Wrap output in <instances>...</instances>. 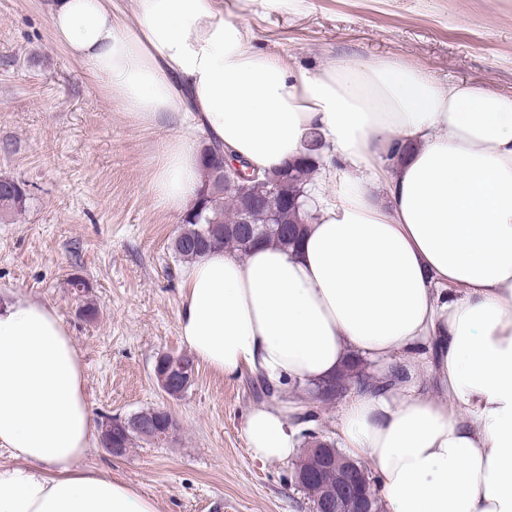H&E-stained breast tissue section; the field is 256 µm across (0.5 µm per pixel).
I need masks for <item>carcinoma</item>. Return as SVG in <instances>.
Here are the masks:
<instances>
[{"label":"carcinoma","instance_id":"1","mask_svg":"<svg viewBox=\"0 0 512 512\" xmlns=\"http://www.w3.org/2000/svg\"><path fill=\"white\" fill-rule=\"evenodd\" d=\"M318 140L307 144L306 161L292 160V164L282 167L270 175H263L255 181L238 180L230 186L219 181L210 185L201 196L200 208L183 218L171 247L175 256L184 262H190L205 256L216 248H228L241 255L247 254L255 245L268 242L286 250H294L304 233V225L297 223L296 211H281L279 224L271 223L270 210L260 205L254 207L250 217L255 233L250 234L242 224L236 223L238 205L260 198L265 194L272 196L273 203L300 200L306 196V186L310 175L316 171V165L310 157L317 156ZM203 169L220 171L224 168V154L206 148L202 154ZM0 213L18 212L25 208L29 193L20 190L13 179L0 178ZM358 382L362 386L373 387L375 382L367 379L362 371V361L352 359L338 377L330 379L315 388L324 395L320 403L327 404L336 399V392ZM299 420L308 425L302 432L306 447L316 442L317 432L309 427L316 421V414L308 409L299 416Z\"/></svg>","mask_w":512,"mask_h":512}]
</instances>
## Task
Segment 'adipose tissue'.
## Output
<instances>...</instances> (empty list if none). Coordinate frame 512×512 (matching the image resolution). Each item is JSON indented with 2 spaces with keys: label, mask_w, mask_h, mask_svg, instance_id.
<instances>
[{
  "label": "adipose tissue",
  "mask_w": 512,
  "mask_h": 512,
  "mask_svg": "<svg viewBox=\"0 0 512 512\" xmlns=\"http://www.w3.org/2000/svg\"><path fill=\"white\" fill-rule=\"evenodd\" d=\"M55 40L145 124L180 126L150 190L184 215L202 184L189 130L257 173L323 149L298 250L218 249L181 270L179 335L234 379L314 388L347 360L381 364L440 335L442 398L365 388L341 408L342 448L375 472L389 512H512V95L441 83L395 58L309 72L251 50L223 0H53ZM72 333L48 302H0V512H158L85 466L100 428ZM295 409L248 413L251 456L298 453Z\"/></svg>",
  "instance_id": "adipose-tissue-1"
}]
</instances>
